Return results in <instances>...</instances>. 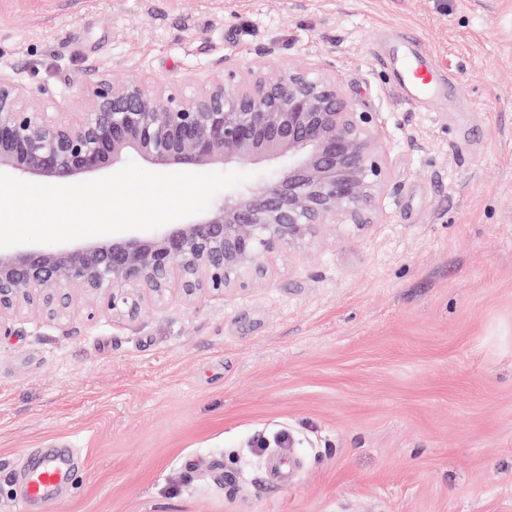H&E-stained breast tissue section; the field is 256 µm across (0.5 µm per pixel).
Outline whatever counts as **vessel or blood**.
<instances>
[{
    "instance_id": "vessel-or-blood-1",
    "label": "vessel or blood",
    "mask_w": 512,
    "mask_h": 512,
    "mask_svg": "<svg viewBox=\"0 0 512 512\" xmlns=\"http://www.w3.org/2000/svg\"><path fill=\"white\" fill-rule=\"evenodd\" d=\"M382 66L393 68L397 87L404 101L414 107L434 105L448 92V76L431 57L416 51L411 44L389 43L379 57ZM74 462L69 449L54 448L28 473L30 498L46 497L66 480Z\"/></svg>"
}]
</instances>
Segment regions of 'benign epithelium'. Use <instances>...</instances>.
Returning <instances> with one entry per match:
<instances>
[{
	"instance_id": "7a95c632",
	"label": "benign epithelium",
	"mask_w": 512,
	"mask_h": 512,
	"mask_svg": "<svg viewBox=\"0 0 512 512\" xmlns=\"http://www.w3.org/2000/svg\"><path fill=\"white\" fill-rule=\"evenodd\" d=\"M171 83L98 80L83 92V111L64 119L0 75V173L73 183L131 155L162 170L288 160L261 187L147 237L0 248V331L21 309L53 315L80 296L90 317L104 307L134 319L145 301L171 290L190 301L203 291L246 288L268 274L272 257L324 225L366 223L383 181L375 153L381 113L358 111L336 80L301 63L244 72L226 58L222 73L189 95L170 91Z\"/></svg>"
}]
</instances>
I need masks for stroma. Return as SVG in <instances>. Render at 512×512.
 Segmentation results:
<instances>
[{
  "instance_id": "obj_1",
  "label": "stroma",
  "mask_w": 512,
  "mask_h": 512,
  "mask_svg": "<svg viewBox=\"0 0 512 512\" xmlns=\"http://www.w3.org/2000/svg\"><path fill=\"white\" fill-rule=\"evenodd\" d=\"M451 74L401 98L379 37ZM325 59L381 113L384 181L246 288L0 335V512H512V0H0V73L43 111L103 76ZM77 449L39 505L26 474ZM299 461L264 478L268 454ZM235 474L214 479L209 461ZM295 474L294 461L288 458H275L268 468L269 479L279 485H288Z\"/></svg>"
}]
</instances>
